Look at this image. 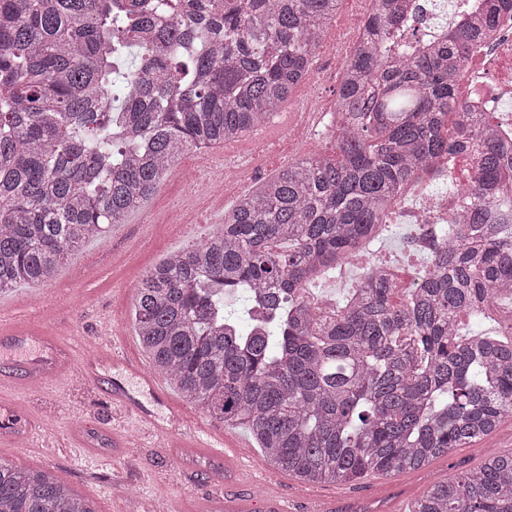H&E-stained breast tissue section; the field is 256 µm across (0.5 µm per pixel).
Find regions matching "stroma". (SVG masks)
Masks as SVG:
<instances>
[{"label":"stroma","mask_w":512,"mask_h":512,"mask_svg":"<svg viewBox=\"0 0 512 512\" xmlns=\"http://www.w3.org/2000/svg\"><path fill=\"white\" fill-rule=\"evenodd\" d=\"M221 149L204 153L185 152L161 182L154 195L127 223L89 242L69 258L46 284L21 286L0 295V305L16 310L27 307L32 295L49 297L56 289H71L72 301L55 308L48 324L55 331L84 337L88 349L99 344L101 331L124 341L128 352L143 367L151 362L135 334L132 321V284L167 254L207 239L224 222V213L234 199L215 198L201 204L184 192L186 182L196 179L190 163L198 158L207 163L221 160ZM32 409L55 425L45 448H1L0 461L14 466L52 472L61 482L96 502L100 512H145L150 502L163 498L193 500L211 494L202 475L206 459L194 464L196 474L186 477L181 461L163 452V439L136 427L129 419L115 415L103 392L91 385L78 367H71L64 389L44 390L31 395ZM190 424L209 427L226 434L229 443L251 445L246 462L267 474L284 493L307 489L309 495H333L358 503L363 512H392L394 506L413 501L439 477L479 467L486 449L512 454V421H504L491 436L453 449L448 456L431 463L426 471L400 476L370 475L352 484L320 483L301 486L293 476L272 470L259 449L253 448L250 433L211 419L200 409L182 405ZM79 425L86 445L74 443L68 435L71 425ZM114 428L119 434L139 437V448L113 451L98 444V431Z\"/></svg>","instance_id":"35a3bbf8"}]
</instances>
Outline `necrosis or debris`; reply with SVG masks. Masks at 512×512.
<instances>
[{
    "instance_id": "necrosis-or-debris-1",
    "label": "necrosis or debris",
    "mask_w": 512,
    "mask_h": 512,
    "mask_svg": "<svg viewBox=\"0 0 512 512\" xmlns=\"http://www.w3.org/2000/svg\"><path fill=\"white\" fill-rule=\"evenodd\" d=\"M438 0H409L412 8L422 9L425 19L418 27V36L428 39L440 32L454 29L460 8L475 9L480 0H457L458 9L451 13L435 12ZM376 0H355L357 19L351 23L339 22L332 29L330 52L336 62L335 69H316L306 80L307 93L299 99L294 108V122L288 128L289 140L308 141L325 132V119L329 114L322 97L323 89L336 83L343 74L344 65L351 59L362 43L365 31L360 19L368 18L375 9ZM512 57V9L501 12L494 31L486 41L472 48L469 68L466 74L465 96L476 111L485 113L489 122L498 128L501 135L512 139V74L502 71L503 58ZM266 144L256 139L249 152L241 154L228 151L222 163L210 166L202 173L206 185L216 186L218 192L230 195L239 192L248 183L249 174L259 167L263 160ZM443 210L436 203L421 207H410L398 203L385 224V231L409 224L413 227L408 253L361 252L341 264L338 274H346L349 267H359L368 272L370 267L383 268L394 280L397 289L410 292L419 285L427 262H412L411 253L428 254L435 247L432 233L434 224L439 223Z\"/></svg>"
}]
</instances>
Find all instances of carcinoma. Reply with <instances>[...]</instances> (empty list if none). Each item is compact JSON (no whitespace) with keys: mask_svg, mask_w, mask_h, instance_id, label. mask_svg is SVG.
<instances>
[{"mask_svg":"<svg viewBox=\"0 0 512 512\" xmlns=\"http://www.w3.org/2000/svg\"><path fill=\"white\" fill-rule=\"evenodd\" d=\"M340 0H0V294L49 282L139 211L187 150L250 134L307 78ZM512 0L416 45L377 0L332 112L338 157L288 162L224 225L138 282L153 368L277 471L350 483L417 471L512 418V331L462 333L512 293V140L459 89L468 43ZM465 156L469 209L406 299L370 272L336 318L302 288L376 242L420 174ZM0 512H97L48 471L0 462ZM410 512H512V455L443 477Z\"/></svg>","mask_w":512,"mask_h":512,"instance_id":"obj_1","label":"carcinoma"}]
</instances>
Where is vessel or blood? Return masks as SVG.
Returning a JSON list of instances; mask_svg holds the SVG:
<instances>
[{
	"label": "vessel or blood",
	"mask_w": 512,
	"mask_h": 512,
	"mask_svg": "<svg viewBox=\"0 0 512 512\" xmlns=\"http://www.w3.org/2000/svg\"><path fill=\"white\" fill-rule=\"evenodd\" d=\"M0 347L13 351L12 357L0 362V399L10 403L12 417L10 425L0 427L1 446L20 442L41 446L46 424L26 400L37 388L57 386L69 367L77 364L105 390L116 412L154 433L172 436L176 456L188 461L205 455L223 469V496L203 499L196 504V512H252V490L267 484V477L248 468L240 454H227L221 434L189 426L168 387L129 359L120 344L99 346L91 355L78 337L51 333L5 313L0 315Z\"/></svg>",
	"instance_id": "1"
}]
</instances>
